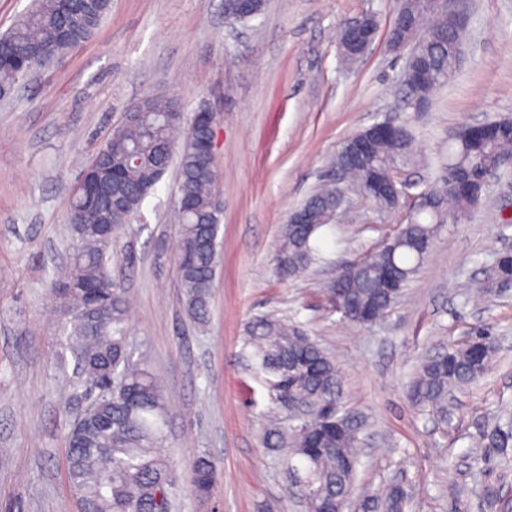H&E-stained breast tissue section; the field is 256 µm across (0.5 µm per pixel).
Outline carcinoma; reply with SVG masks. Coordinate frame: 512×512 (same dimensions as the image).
Returning <instances> with one entry per match:
<instances>
[{
    "label": "carcinoma",
    "instance_id": "carcinoma-1",
    "mask_svg": "<svg viewBox=\"0 0 512 512\" xmlns=\"http://www.w3.org/2000/svg\"><path fill=\"white\" fill-rule=\"evenodd\" d=\"M110 0H34L33 6L7 32L0 35V95L8 94L26 72L35 55L44 66L84 42L104 19ZM416 22L429 26L423 46L430 79L419 96L429 101L453 76L458 61L456 45L464 29L433 10L428 0H417ZM134 120L116 126L93 154L91 173L111 176L105 194H94L90 184L72 187L69 194L70 235L77 245L65 266L52 277L54 296L66 310L71 325V352L77 369L71 399L90 390L100 393L102 424L72 423L67 434V475L81 512H170L172 468L161 452L165 438L166 408L163 390L144 354H135L127 341L129 304L112 277L120 263L112 253V240L102 241L100 230L112 223V208H124V223L134 220L142 202L165 174L173 154L179 156L180 187L176 207L181 222L176 243V272L186 314L196 324L206 322L218 244L206 245L209 225L221 219L220 185L216 160L205 143V104L196 108V119L183 122L172 98L147 94L134 102ZM415 153L409 129L379 137L372 148V166L385 179L396 177L401 164ZM512 156V126L492 138L455 140L448 147L442 178L425 189L433 206L400 225L396 234L375 251L340 265L326 289L329 301L363 303L382 317L395 303L386 294L387 281L396 278L405 286L424 256L416 242L434 240L441 225L458 220L474 205L459 186V178L482 181L500 172V155ZM328 169L345 177L353 191L363 187L367 170L345 165L336 152ZM332 187H319L321 198L311 212L312 223L282 227L275 264L284 279L306 274L324 259L317 239L327 227L323 215L335 207ZM512 282V259L497 260L477 289L489 294ZM106 304L103 318L89 310ZM473 339L463 346L443 347L426 358L411 384L415 405L448 422V395L476 383L488 371L496 344L488 328H472ZM243 357L250 371L279 398L283 385L299 378L294 390L317 405L314 419L288 426L268 420L262 444L282 464L290 486L311 499L328 497L351 512H404L408 495L399 485L383 495L355 494L360 463L356 421L338 433V420L353 414L343 405L336 359L297 325L262 315L247 326ZM482 445L506 458L512 448V423L485 426ZM216 466L207 457L196 458L190 468L191 486L208 495L215 484Z\"/></svg>",
    "mask_w": 512,
    "mask_h": 512
}]
</instances>
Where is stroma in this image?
<instances>
[{"label":"stroma","instance_id":"35a3bbf8","mask_svg":"<svg viewBox=\"0 0 512 512\" xmlns=\"http://www.w3.org/2000/svg\"><path fill=\"white\" fill-rule=\"evenodd\" d=\"M469 26L454 75L424 112L402 101L405 55L387 51L392 0H267L229 24L224 0H112L92 37L0 98V512H78L66 480L70 379L57 364L65 336L51 292L66 260L69 188L94 148L147 93L176 99L184 118L217 112L216 158L224 210L215 286L205 324L182 306L174 263L176 166L115 235L114 275L130 299V343L147 355L166 400L162 452L175 478L173 512H302L278 460L261 443L268 415L288 411L243 367L249 321L276 314L302 326L339 365L347 406L367 427L356 488L403 484L406 512H512V469L471 468L484 421L512 413V292H472L512 239V167L459 222L442 225L397 303L356 326L327 303L324 283L342 262L374 251L399 225L354 200L321 240L315 274L280 279L274 264L289 213L316 185L340 143L390 117L417 145L403 174L434 183L438 161L464 125L512 117V0H466ZM376 14L374 50L352 67L338 57L341 23ZM491 327L497 353L459 395L446 426L416 408L409 383L435 345L466 343ZM217 467L211 495L187 471ZM496 486L499 503L481 491Z\"/></svg>","mask_w":512,"mask_h":512}]
</instances>
